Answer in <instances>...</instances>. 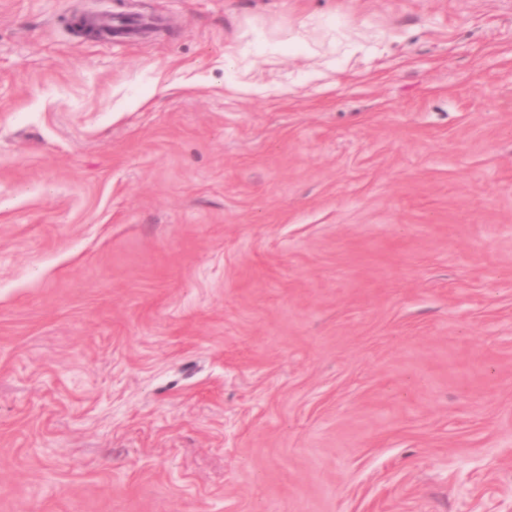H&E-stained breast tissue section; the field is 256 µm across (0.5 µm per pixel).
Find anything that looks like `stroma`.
<instances>
[{
    "mask_svg": "<svg viewBox=\"0 0 512 512\" xmlns=\"http://www.w3.org/2000/svg\"><path fill=\"white\" fill-rule=\"evenodd\" d=\"M0 512H512V0H0Z\"/></svg>",
    "mask_w": 512,
    "mask_h": 512,
    "instance_id": "stroma-1",
    "label": "stroma"
}]
</instances>
